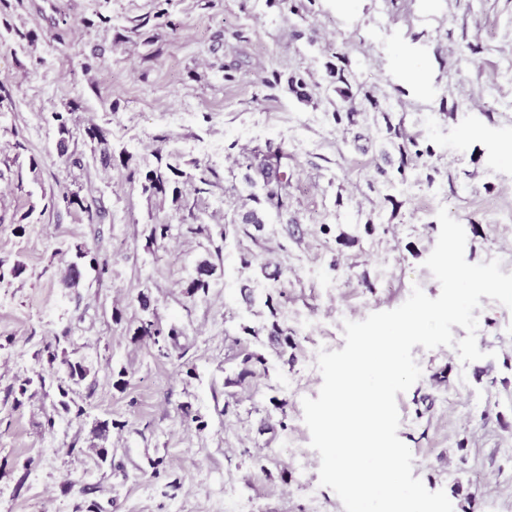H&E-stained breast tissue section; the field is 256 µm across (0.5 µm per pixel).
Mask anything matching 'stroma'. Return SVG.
Returning a JSON list of instances; mask_svg holds the SVG:
<instances>
[{"mask_svg":"<svg viewBox=\"0 0 512 512\" xmlns=\"http://www.w3.org/2000/svg\"><path fill=\"white\" fill-rule=\"evenodd\" d=\"M511 59L512 0H0V260L24 265L0 282V512H225L226 485L254 512H344L303 421L317 352L413 286L439 295L424 266L439 207L468 262L512 272V83L497 78ZM93 125L128 165L102 166ZM390 127L417 142L412 165ZM210 141L222 161L195 151ZM280 151L278 211L245 177ZM158 153L197 162L206 192L145 194ZM64 187L91 212L58 203ZM156 224L169 232L151 245ZM79 245L105 272L68 288ZM204 259L210 288L187 297ZM477 316L484 359L413 347L398 435L453 512H512V311L485 297ZM146 319L160 338L136 335ZM50 345L93 368L74 388L81 418L54 410L58 393L19 392ZM53 120L57 122L56 131H57V150L60 159L65 164L71 163L72 165L77 164L78 159L73 158V154H68L69 150V141L71 138V130L68 127L67 118L63 116L62 113L56 112L53 113Z\"/></svg>","mask_w":512,"mask_h":512,"instance_id":"1","label":"stroma"}]
</instances>
